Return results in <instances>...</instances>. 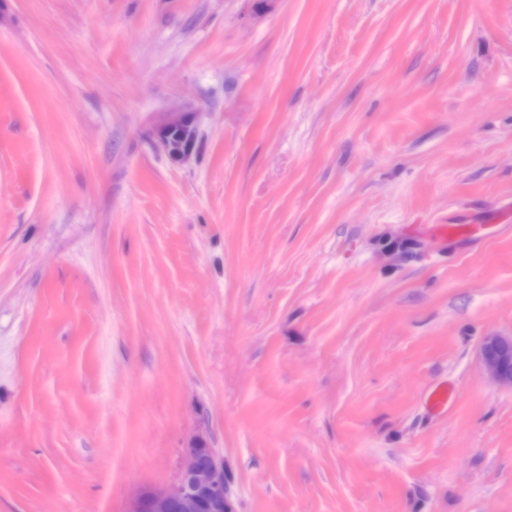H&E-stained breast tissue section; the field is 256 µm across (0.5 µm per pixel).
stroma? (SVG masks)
Instances as JSON below:
<instances>
[{"label": "stroma", "instance_id": "1", "mask_svg": "<svg viewBox=\"0 0 512 512\" xmlns=\"http://www.w3.org/2000/svg\"><path fill=\"white\" fill-rule=\"evenodd\" d=\"M508 203L512 0H0V512H512ZM503 217L497 216L488 223L481 224H426L414 231L418 236L428 239L434 246L447 247L457 240L470 239L490 225L499 224ZM480 359L489 377L512 387V336H485L480 347ZM234 498L224 457L197 439L184 448L177 480L137 491L125 512H235Z\"/></svg>", "mask_w": 512, "mask_h": 512}]
</instances>
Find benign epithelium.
Segmentation results:
<instances>
[{"label":"benign epithelium","instance_id":"benign-epithelium-1","mask_svg":"<svg viewBox=\"0 0 512 512\" xmlns=\"http://www.w3.org/2000/svg\"><path fill=\"white\" fill-rule=\"evenodd\" d=\"M484 372L512 386V336L490 334L480 347ZM125 512H235L234 492L224 457L197 439L184 449L177 480L161 488H143Z\"/></svg>","mask_w":512,"mask_h":512}]
</instances>
